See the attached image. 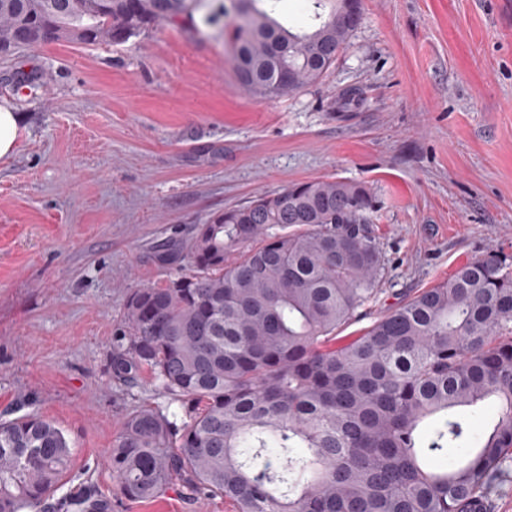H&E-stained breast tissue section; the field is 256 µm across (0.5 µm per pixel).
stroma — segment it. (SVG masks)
I'll use <instances>...</instances> for the list:
<instances>
[{
    "instance_id": "obj_1",
    "label": "stroma",
    "mask_w": 512,
    "mask_h": 512,
    "mask_svg": "<svg viewBox=\"0 0 512 512\" xmlns=\"http://www.w3.org/2000/svg\"><path fill=\"white\" fill-rule=\"evenodd\" d=\"M231 43L189 22L122 44L65 40L0 59V103L25 136L0 158V420L39 414L72 448L58 496L108 512H234L180 487L125 499L108 467L125 417L159 399L117 379L129 291L218 210L297 181L374 192L386 275L350 340L464 263L512 264V0H363L315 84L256 97Z\"/></svg>"
}]
</instances>
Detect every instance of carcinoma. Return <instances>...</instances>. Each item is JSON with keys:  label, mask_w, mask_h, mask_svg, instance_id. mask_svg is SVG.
I'll return each mask as SVG.
<instances>
[{"label": "carcinoma", "mask_w": 512, "mask_h": 512, "mask_svg": "<svg viewBox=\"0 0 512 512\" xmlns=\"http://www.w3.org/2000/svg\"><path fill=\"white\" fill-rule=\"evenodd\" d=\"M204 2L0 0V56L61 39L121 44ZM276 2L230 0L205 17L231 18L234 75L260 96L319 81L361 0H303L292 27L274 17ZM373 213L359 183L293 182L160 246L171 273L128 294L112 368L126 379L149 371L189 420L160 406L125 417L108 456L125 498L177 484L236 512H490L512 468V265L472 260L338 346L385 275ZM488 401L498 413L476 435L471 419ZM450 448L462 454L434 462ZM71 458L53 421H0V512H40ZM56 508L107 503L89 493Z\"/></svg>", "instance_id": "1"}]
</instances>
